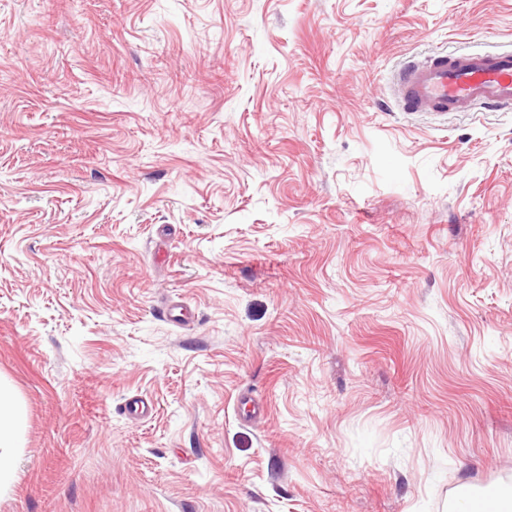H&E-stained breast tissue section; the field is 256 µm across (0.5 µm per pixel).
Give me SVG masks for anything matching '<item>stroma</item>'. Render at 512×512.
<instances>
[{"label": "stroma", "mask_w": 512, "mask_h": 512, "mask_svg": "<svg viewBox=\"0 0 512 512\" xmlns=\"http://www.w3.org/2000/svg\"><path fill=\"white\" fill-rule=\"evenodd\" d=\"M498 46L512 0H0V512L512 486V109L392 87ZM20 409L12 389L0 380V491L13 481L14 448H19Z\"/></svg>", "instance_id": "35a3bbf8"}]
</instances>
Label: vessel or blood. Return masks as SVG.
Returning a JSON list of instances; mask_svg holds the SVG:
<instances>
[{
  "label": "vessel or blood",
  "mask_w": 512,
  "mask_h": 512,
  "mask_svg": "<svg viewBox=\"0 0 512 512\" xmlns=\"http://www.w3.org/2000/svg\"><path fill=\"white\" fill-rule=\"evenodd\" d=\"M407 112H476L512 108V50L435 53L402 65L395 76Z\"/></svg>",
  "instance_id": "obj_1"
}]
</instances>
